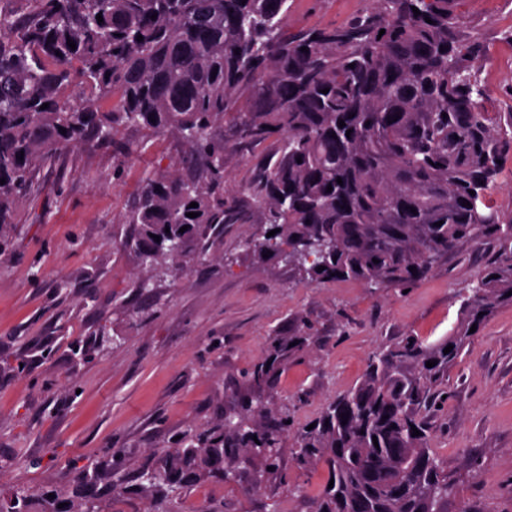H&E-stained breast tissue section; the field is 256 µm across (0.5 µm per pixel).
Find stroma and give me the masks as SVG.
<instances>
[{"instance_id": "obj_1", "label": "stroma", "mask_w": 512, "mask_h": 512, "mask_svg": "<svg viewBox=\"0 0 512 512\" xmlns=\"http://www.w3.org/2000/svg\"><path fill=\"white\" fill-rule=\"evenodd\" d=\"M289 2L292 30L342 24L371 6ZM460 10L484 44L485 108L512 112V0H462ZM112 144L58 154L0 240V490L71 498L68 472L85 467L101 478L98 512H155L140 475L176 436L222 424L239 398L263 400L272 416L288 413L302 428L359 383L378 347L447 338L497 254L490 240L463 243L406 289L312 284L284 263L246 261L240 242L262 227L229 224L206 262L165 273L148 296L123 217L137 184L178 168L184 149L169 136L151 141L119 170ZM99 331L110 344L95 352ZM276 333H304L309 344L279 366L272 386L247 384L245 372L268 357ZM443 390L430 413V448L457 488L448 512H512L511 304L481 326ZM295 456L285 439L280 473L256 459L232 483H187L170 512H314L327 469H298Z\"/></svg>"}]
</instances>
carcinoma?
<instances>
[{
	"label": "carcinoma",
	"mask_w": 512,
	"mask_h": 512,
	"mask_svg": "<svg viewBox=\"0 0 512 512\" xmlns=\"http://www.w3.org/2000/svg\"><path fill=\"white\" fill-rule=\"evenodd\" d=\"M373 2L341 25L291 32L288 0H0V234L60 150L92 147L123 126L185 147L182 168L142 181L124 215L148 271L203 260L227 224L277 230L245 239L244 258L281 261L312 283L405 287L459 242L495 241L448 338L383 347L313 429L294 433L298 468L322 463L334 479L316 512H447L455 484L429 448L427 411L471 327L512 304V216L487 212L497 160L512 148V113L504 125L479 105L483 44L460 0ZM230 144L262 151L232 202ZM305 341L270 337L269 361L246 382L270 384ZM287 421L243 400L223 425L166 454L140 490L165 512L187 475L230 483L253 457L277 471ZM74 481L85 512H96L97 477L81 471ZM0 512H30L27 491L1 490ZM40 512L77 510L57 494Z\"/></svg>",
	"instance_id": "carcinoma-1"
}]
</instances>
